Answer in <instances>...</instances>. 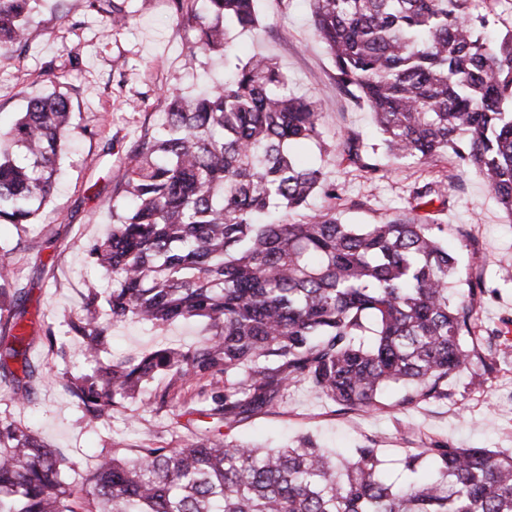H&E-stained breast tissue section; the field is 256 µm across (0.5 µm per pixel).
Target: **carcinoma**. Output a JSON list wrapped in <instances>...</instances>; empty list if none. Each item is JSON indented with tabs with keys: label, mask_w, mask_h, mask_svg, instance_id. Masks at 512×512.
I'll return each mask as SVG.
<instances>
[{
	"label": "carcinoma",
	"mask_w": 512,
	"mask_h": 512,
	"mask_svg": "<svg viewBox=\"0 0 512 512\" xmlns=\"http://www.w3.org/2000/svg\"><path fill=\"white\" fill-rule=\"evenodd\" d=\"M36 0H0V47L19 41ZM126 0H87L127 24ZM194 45L224 51L232 29L258 25L260 0H173ZM502 0H314L316 35L328 46L337 89L364 100L396 160L427 163L452 154L478 172L512 220V30L494 43L477 27ZM167 120L146 132L125 161L112 205V231L89 250L112 278L101 298L86 284L81 314L66 322L96 355L110 326L127 320L163 328L197 320L207 335L193 347H162L64 385L92 420L138 396L163 375L160 405L193 379H224L212 419L183 447L145 446L128 458L101 454L80 486L27 426L0 420V512H512V454L433 443L407 453L408 478L390 480L373 448L337 455L304 437L294 446L256 447L221 428L285 403L304 381L348 410L380 406L391 386L404 401L448 396V378L481 352L476 306L481 277L457 290L448 225L427 215L344 224L336 214L266 222L270 209L305 208L336 197L321 168L300 165L289 144L319 136L312 99L288 94L279 67L260 54L198 95H165ZM74 130L69 99L29 101L0 126V224H30L51 201L54 175ZM370 179L383 169L348 131L334 146ZM443 198L440 182L412 190L413 209ZM0 262V313L12 342L1 357L22 359L23 398L38 370L27 330L12 310L23 299Z\"/></svg>",
	"instance_id": "1"
}]
</instances>
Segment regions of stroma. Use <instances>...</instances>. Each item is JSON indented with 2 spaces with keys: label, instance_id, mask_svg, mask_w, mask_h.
Masks as SVG:
<instances>
[{
  "label": "stroma",
  "instance_id": "35a3bbf8",
  "mask_svg": "<svg viewBox=\"0 0 512 512\" xmlns=\"http://www.w3.org/2000/svg\"><path fill=\"white\" fill-rule=\"evenodd\" d=\"M127 25L88 8L86 0H37L22 41L0 50V118L25 111L30 99L57 91L68 97L77 126L75 140L57 177L51 203L37 224L22 229L0 226V240L11 246L13 277L24 291V322L32 345L28 356L42 378L35 395L13 397L0 383V418L30 427L68 464L71 481H80L101 450L160 446L172 436L200 426V408L210 402L200 386L174 395L167 406L148 396L124 401L109 417L89 420L61 387L64 372L86 374L97 362L167 344L191 345L198 324L175 323L162 330L128 321L116 324L97 358H59L44 339L43 325L64 335L66 320L81 306L80 293L90 270L87 251L112 228L110 203L124 173L123 161L140 137L155 128L163 91L198 93L224 77V58L193 49V35L171 0H127ZM273 58L297 93L320 100L319 140L301 144L300 158L321 166L335 184L334 201L315 196L314 211L334 209L348 224H376L409 212L410 191L438 180L448 196L447 210L430 205L448 227V248L459 258V273L482 272L487 293L477 309L484 340L499 352L498 371L484 384L474 370L448 380V396L405 402V392H386L379 410L341 409L304 382L293 385L284 408L234 424L226 434L237 441L270 443L312 438L320 447L349 451L376 449L393 479H405L400 464L408 449L427 436L454 448L512 451V220L488 193L475 172H463L452 156L427 165L392 163L383 148L369 107L340 94L334 63L317 37L310 0H260L256 29L236 38L235 55L254 51ZM360 135V147L374 153L384 175L369 180L343 161L332 146L346 130Z\"/></svg>",
  "mask_w": 512,
  "mask_h": 512
}]
</instances>
